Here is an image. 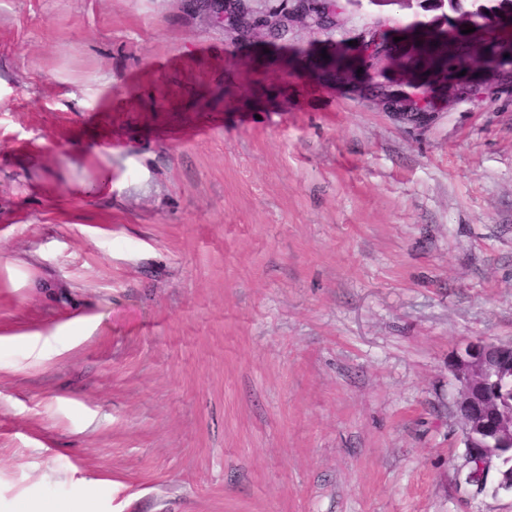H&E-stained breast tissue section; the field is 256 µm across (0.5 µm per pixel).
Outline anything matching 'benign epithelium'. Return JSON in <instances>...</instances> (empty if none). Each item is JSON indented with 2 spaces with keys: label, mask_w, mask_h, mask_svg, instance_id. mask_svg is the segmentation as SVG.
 I'll return each instance as SVG.
<instances>
[{
  "label": "benign epithelium",
  "mask_w": 512,
  "mask_h": 512,
  "mask_svg": "<svg viewBox=\"0 0 512 512\" xmlns=\"http://www.w3.org/2000/svg\"><path fill=\"white\" fill-rule=\"evenodd\" d=\"M191 2L213 18L224 21V0ZM424 31L440 41L452 39V34L447 30H424L411 21L398 29L382 27L376 30L372 42L364 46L362 54L358 56L363 64H371L367 68L369 78L366 91L396 111L399 119L414 125L425 122L430 113L420 112L411 105L385 97L376 75L378 68L383 66L393 72L397 80L405 84L413 83L419 73V35ZM396 37L400 41H394ZM484 60L495 80L512 77V67L501 65L500 58L492 52L485 51ZM487 88L489 83L480 78H450L445 68L432 76L428 94L471 95ZM451 372L457 387L455 413L462 427L465 458L478 461L483 469L497 449L512 447V401L505 399L501 390L504 383L512 384V343L491 342L482 338L470 341L456 355ZM466 484L476 487L478 494L496 496L501 491L512 492V464L497 463L493 473H469Z\"/></svg>",
  "instance_id": "benign-epithelium-1"
}]
</instances>
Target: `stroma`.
Instances as JSON below:
<instances>
[{
	"label": "stroma",
	"mask_w": 512,
	"mask_h": 512,
	"mask_svg": "<svg viewBox=\"0 0 512 512\" xmlns=\"http://www.w3.org/2000/svg\"><path fill=\"white\" fill-rule=\"evenodd\" d=\"M189 0H0V512H512L450 366L512 342V79L399 121Z\"/></svg>",
	"instance_id": "obj_1"
}]
</instances>
